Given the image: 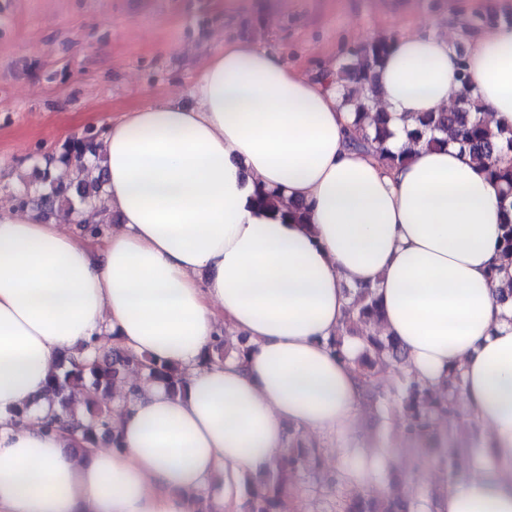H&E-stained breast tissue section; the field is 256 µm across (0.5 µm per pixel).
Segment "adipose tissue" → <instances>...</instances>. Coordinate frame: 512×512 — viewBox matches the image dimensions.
Returning <instances> with one entry per match:
<instances>
[{"label":"adipose tissue","instance_id":"1","mask_svg":"<svg viewBox=\"0 0 512 512\" xmlns=\"http://www.w3.org/2000/svg\"><path fill=\"white\" fill-rule=\"evenodd\" d=\"M378 84L395 149L406 117L464 98L512 128V26L393 35ZM194 97L107 125L96 219L120 222L104 235L0 204V512H193L200 495L237 512L245 475L284 453L288 428L350 433L362 343L329 342L351 286L376 288L383 332L420 379L460 372L489 434L494 475L474 468L427 512H512V304L487 278L499 186L452 146L387 167L352 145L335 90L247 42L210 58ZM261 188L306 204L305 221L259 206ZM227 331L247 353L200 366ZM94 338L186 376L185 393L146 382L122 404L118 450L45 429L49 372Z\"/></svg>","mask_w":512,"mask_h":512}]
</instances>
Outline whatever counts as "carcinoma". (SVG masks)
Here are the masks:
<instances>
[{"label": "carcinoma", "mask_w": 512, "mask_h": 512, "mask_svg": "<svg viewBox=\"0 0 512 512\" xmlns=\"http://www.w3.org/2000/svg\"><path fill=\"white\" fill-rule=\"evenodd\" d=\"M391 48L387 39L376 38L347 50V62L337 74L323 73L320 80L336 88L353 116V141L357 146L375 145L380 159L389 167L402 164L405 152H393L387 147L393 132L388 113L375 107V71ZM407 140L413 144L442 148L453 143L485 165V171L501 189V203L505 209L501 224V257L512 262V129L491 131L481 116L479 105L467 102L464 108L443 112H426L413 121L406 130ZM97 135L89 132L74 146L75 159L98 155ZM102 175L78 179L76 195L68 188L56 186L39 195V205L51 210L60 203L70 209L91 207L99 200ZM383 311L376 289L365 286L352 294L349 314L344 321L341 336L334 346L341 345L342 337L358 336L365 343L362 355L356 361V370L362 385L361 410L379 414L388 410L399 413L403 422L399 427L402 440L411 444L425 443L439 447L442 439L436 424L452 425L462 414L458 404L461 393V375L454 372L448 378L446 389L436 392L409 370L405 371L398 391L380 387L375 377L394 363L407 364L398 341L383 336L380 326ZM246 339L232 333L218 338L204 363H219L232 350L244 349ZM94 360L90 363L61 360L51 372L43 397L59 406L61 413L50 421L52 426H64L81 435L84 443L93 445L112 432L111 410L99 401L86 402L88 415L77 417L73 404L84 392L94 389L107 395L109 389H120L126 383L128 372L138 369L147 380L177 391L184 385L178 369L116 346L103 351L93 344ZM317 479L319 487L335 489L345 484L342 472L333 477L322 475L321 452L306 444L297 432L288 430V448L285 454L262 473L244 479L241 512H290L294 490L304 476ZM420 503L396 490L391 482L386 490H349L340 501L341 512H419Z\"/></svg>", "instance_id": "1"}]
</instances>
